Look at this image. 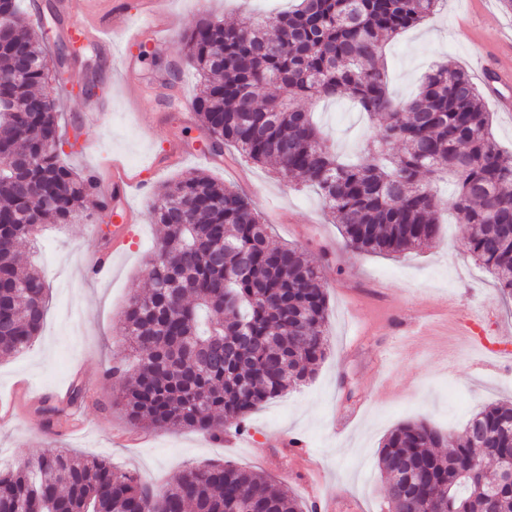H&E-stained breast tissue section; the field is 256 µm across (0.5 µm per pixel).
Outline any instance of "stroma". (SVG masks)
<instances>
[{
    "mask_svg": "<svg viewBox=\"0 0 512 512\" xmlns=\"http://www.w3.org/2000/svg\"><path fill=\"white\" fill-rule=\"evenodd\" d=\"M292 0H162L171 35L162 49L148 42L85 47L69 56L59 74L62 130L75 146L64 161L87 173L118 160L150 180L152 188L193 171L233 186L253 201L271 226L272 244H298L320 264L328 297V348L316 374L253 410L246 418L250 440L227 448L194 430H146L131 426L116 399L117 380L106 368L127 358L121 338L129 299L148 286L147 261L162 236L150 202L131 191L140 212L103 281L87 278L86 258L104 247L107 225L101 200H88V222L49 224L35 243L19 247L44 278L49 306L42 331L26 350L0 359V396L21 379L42 389L35 406L20 405V417L0 426V466H17L48 448H69L109 459L136 472L155 488L172 483L189 466L230 461L268 476L289 490L303 512H381L385 481L377 467L386 436L407 422H424L457 442L468 419L483 407L512 401V360L470 347L452 351L467 323L488 337L512 334V300L503 299L491 276L466 251L467 227L445 214L438 240L395 258L344 247L337 225L326 223L319 195L291 185L272 168L231 156L201 160L209 136L191 99L199 83L184 59L181 34L200 18L232 24L242 17L288 10ZM512 64V12L501 0H444L422 24L388 43L384 63L389 89L411 97L438 60L472 71L476 56ZM132 67L131 83L121 75ZM94 86V96L83 93ZM336 154L354 157L363 142L378 137L377 123L351 103L323 99L308 106ZM153 113L152 129L139 115ZM189 156L160 178L148 171L171 141ZM93 379L83 398L68 406L72 384ZM82 418V433L69 430ZM308 441L310 458H296L290 438Z\"/></svg>",
    "mask_w": 512,
    "mask_h": 512,
    "instance_id": "1",
    "label": "stroma"
}]
</instances>
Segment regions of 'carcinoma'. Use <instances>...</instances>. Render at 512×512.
<instances>
[{
    "label": "carcinoma",
    "mask_w": 512,
    "mask_h": 512,
    "mask_svg": "<svg viewBox=\"0 0 512 512\" xmlns=\"http://www.w3.org/2000/svg\"><path fill=\"white\" fill-rule=\"evenodd\" d=\"M437 0H300L264 20L224 25L202 18L184 36L201 77L192 105L211 137L286 179L316 188L344 245L396 255L435 240L441 208L435 184L453 179L452 207L468 225L467 251L512 296V152L490 137L477 83L446 63L415 96L388 90L383 50L416 27ZM0 357L27 349L47 312L35 267L17 256L42 223L71 224L93 195V179L64 164L61 114L49 89L42 27L29 25L21 0H0ZM348 100L379 138L360 159L330 151L300 99ZM397 143L399 151H390ZM151 214L163 237L151 289L131 298L123 336L135 362L114 363L128 421L144 429H192L214 437L259 405L311 378L327 350V295L320 265L296 246L269 243L251 199L204 173L162 185ZM445 436L407 423L386 437L377 467L387 512H485L470 473L479 463L497 495L494 512H512V402L473 414L465 437L445 455ZM422 474L401 485L399 464ZM149 488L102 457L48 449L0 470V501L19 512H150ZM166 512H231L240 499L255 512H302L261 472L231 463L187 468L162 489Z\"/></svg>",
    "instance_id": "cac0c4a2"
}]
</instances>
